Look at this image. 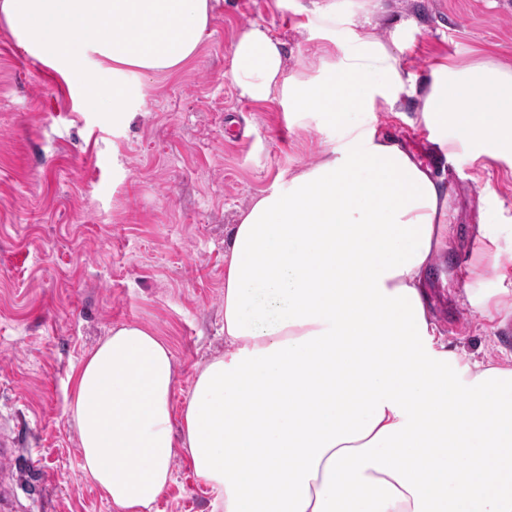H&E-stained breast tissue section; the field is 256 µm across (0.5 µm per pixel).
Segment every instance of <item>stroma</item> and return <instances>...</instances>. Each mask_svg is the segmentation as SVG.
<instances>
[{
	"instance_id": "obj_1",
	"label": "stroma",
	"mask_w": 512,
	"mask_h": 512,
	"mask_svg": "<svg viewBox=\"0 0 512 512\" xmlns=\"http://www.w3.org/2000/svg\"><path fill=\"white\" fill-rule=\"evenodd\" d=\"M346 24L399 37L416 82L440 62L512 66V0H340ZM313 0H213L209 34L183 68L149 78L123 120L82 84L18 48L0 26V421L20 438L13 512H112L83 474L67 414L68 377L112 327L138 324L169 344L182 409L196 369L224 351V249L252 199L317 164L326 134L279 101L241 98L224 77L241 29L268 27L286 70L318 63ZM371 120L448 182L453 235L437 257L430 312L466 360L512 359V164L438 153L417 98ZM503 255L493 264L484 237ZM487 293L483 315L468 293ZM183 454L160 512H210Z\"/></svg>"
}]
</instances>
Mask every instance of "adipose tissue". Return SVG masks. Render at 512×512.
Masks as SVG:
<instances>
[{"label":"adipose tissue","instance_id":"ef3b65f1","mask_svg":"<svg viewBox=\"0 0 512 512\" xmlns=\"http://www.w3.org/2000/svg\"><path fill=\"white\" fill-rule=\"evenodd\" d=\"M211 19L210 0H0L27 54L114 112L193 59ZM344 24L336 0H315L325 45L309 73H287L263 25L233 44L225 76L242 97L277 98L337 138L241 214L224 352L181 416L174 357L148 328L113 327L71 373L81 467L112 512H156L179 448L213 512H512V363L461 361L430 313L448 185L367 120L415 96L441 152L512 161V67L439 63L419 85L368 27L340 48Z\"/></svg>","mask_w":512,"mask_h":512}]
</instances>
